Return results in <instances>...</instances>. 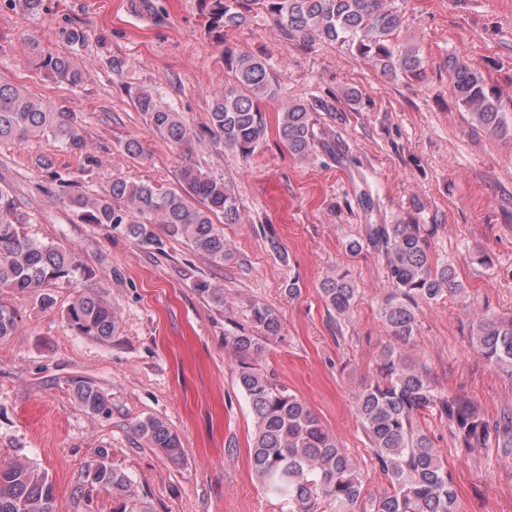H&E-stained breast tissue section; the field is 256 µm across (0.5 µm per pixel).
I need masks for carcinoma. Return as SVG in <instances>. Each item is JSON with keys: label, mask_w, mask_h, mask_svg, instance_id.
<instances>
[{"label": "carcinoma", "mask_w": 512, "mask_h": 512, "mask_svg": "<svg viewBox=\"0 0 512 512\" xmlns=\"http://www.w3.org/2000/svg\"><path fill=\"white\" fill-rule=\"evenodd\" d=\"M391 0H202V12L211 30L242 26L255 11L268 14L285 39L300 37L347 46L359 56L379 64L396 77L424 74L423 60L414 47L399 49L394 36L400 15ZM43 67L57 82L76 87L85 71L67 55H47ZM224 68L232 79L214 98L206 125L209 148L220 153L231 149L248 160L267 135L262 103L278 95L267 63L245 51L224 49ZM452 88L472 121L492 134L504 132L503 107L495 91L471 63L448 60ZM133 105L151 131L186 154L202 141L181 113L147 89L135 93ZM317 108L296 101L280 113L277 133L292 156L308 161L324 154L336 158V145L316 129ZM35 137L53 138L91 168L95 157L81 125L70 112L53 108L40 98L0 80V145L21 144ZM50 184L84 224H96L150 244L155 226L183 239L198 254L215 263L232 257L224 237V224L242 220L240 203L224 179L187 160L179 169L178 188L148 181L117 178L108 193L89 197L81 183L51 170L44 158ZM31 215L20 209L11 192L0 186V291H39L50 284L70 282L82 273L76 252L54 242L31 238L24 225ZM423 224H368L362 240L351 250L365 249L381 260L388 291L382 302V319L389 334L401 342L385 348L375 367V380L356 397V410L372 448L375 464L387 477L389 490L370 499V512H461L448 461L428 434V419H439L464 448L482 446L495 436L499 448L512 450V411L501 413L494 428L470 400L438 391L424 370L405 354L415 345L418 303H433L466 293L455 267L432 259L429 236ZM320 293L326 307L347 317L357 300L358 288L346 272L326 276ZM65 318L81 336L107 340L118 328L119 314L93 291L77 294ZM264 336L278 335L280 320L268 306L253 311ZM17 328V313L0 303V339ZM471 343L494 369L512 373V318L487 311L472 324ZM224 345L241 357L237 383L254 420L249 448L251 469L265 493L288 503L289 512H355L364 499L362 469L339 445L305 401L274 384L263 369L248 360L261 354V337L238 333L224 337ZM77 404L94 415L111 413L105 394L89 381L74 390ZM150 448H159L179 461L183 448L178 435L160 419L146 418L134 427ZM91 483L125 499L132 494L128 475L99 451L91 465ZM54 484L49 475L28 460L0 464V512H54Z\"/></svg>", "instance_id": "1"}]
</instances>
